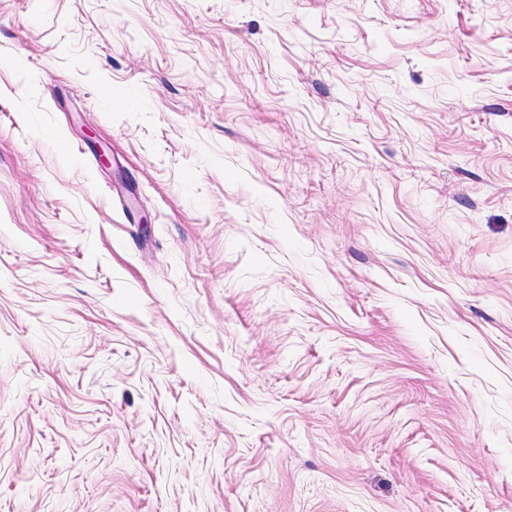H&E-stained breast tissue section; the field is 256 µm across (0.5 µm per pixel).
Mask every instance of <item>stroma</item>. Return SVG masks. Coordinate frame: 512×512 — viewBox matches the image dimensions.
Wrapping results in <instances>:
<instances>
[{"mask_svg": "<svg viewBox=\"0 0 512 512\" xmlns=\"http://www.w3.org/2000/svg\"><path fill=\"white\" fill-rule=\"evenodd\" d=\"M0 512H512V0H0Z\"/></svg>", "mask_w": 512, "mask_h": 512, "instance_id": "obj_1", "label": "stroma"}]
</instances>
